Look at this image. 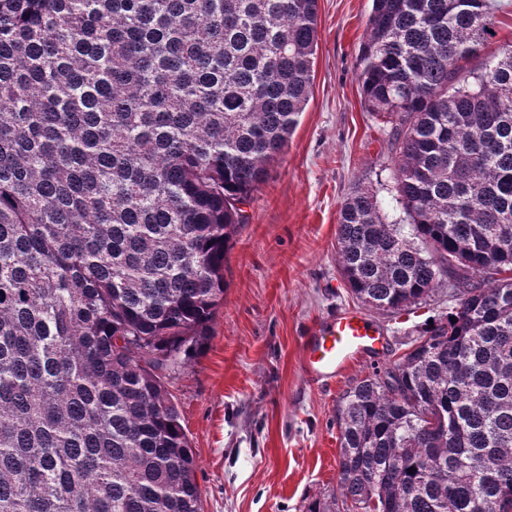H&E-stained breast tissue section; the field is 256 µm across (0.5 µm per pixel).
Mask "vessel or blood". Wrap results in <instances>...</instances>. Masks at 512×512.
Segmentation results:
<instances>
[{"mask_svg":"<svg viewBox=\"0 0 512 512\" xmlns=\"http://www.w3.org/2000/svg\"><path fill=\"white\" fill-rule=\"evenodd\" d=\"M382 345L376 325L364 313H338L307 336L302 353L309 378L325 382L336 377L354 359L378 352Z\"/></svg>","mask_w":512,"mask_h":512,"instance_id":"vessel-or-blood-1","label":"vessel or blood"}]
</instances>
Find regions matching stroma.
<instances>
[{
	"mask_svg": "<svg viewBox=\"0 0 512 512\" xmlns=\"http://www.w3.org/2000/svg\"><path fill=\"white\" fill-rule=\"evenodd\" d=\"M371 8L372 0H319L309 103L245 208L206 345L168 378L197 461L203 512H308L338 495L340 397L397 360L417 328L448 308L440 290L412 315L370 311L382 354L323 384L303 370L309 329L361 306L336 249L347 194L368 188L383 199L386 221L405 218L391 199L388 131L367 111L357 78Z\"/></svg>",
	"mask_w": 512,
	"mask_h": 512,
	"instance_id": "35a3bbf8",
	"label": "stroma"
}]
</instances>
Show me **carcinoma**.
<instances>
[{"instance_id":"1","label":"carcinoma","mask_w":512,"mask_h":512,"mask_svg":"<svg viewBox=\"0 0 512 512\" xmlns=\"http://www.w3.org/2000/svg\"><path fill=\"white\" fill-rule=\"evenodd\" d=\"M497 9L373 0L358 78L409 223L353 188L341 273L378 311L449 306L343 393L341 499L309 512H512V45L470 67ZM318 39V0H0V512H201L165 378Z\"/></svg>"}]
</instances>
